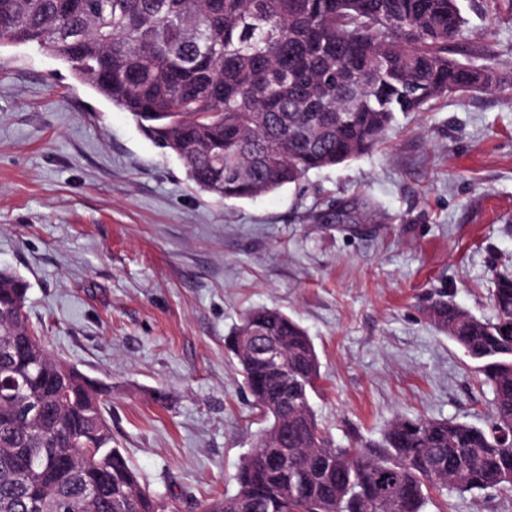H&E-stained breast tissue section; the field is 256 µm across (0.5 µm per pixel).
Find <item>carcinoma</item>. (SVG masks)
Here are the masks:
<instances>
[{
    "label": "carcinoma",
    "instance_id": "1",
    "mask_svg": "<svg viewBox=\"0 0 512 512\" xmlns=\"http://www.w3.org/2000/svg\"><path fill=\"white\" fill-rule=\"evenodd\" d=\"M0 0V45L35 43L174 153L200 191L252 200L311 170L369 153L396 113L499 90L512 79L452 56L457 0ZM368 203L336 217L357 222ZM27 288L0 271V512H174L112 445L103 386L49 356L29 325ZM493 320L444 299L431 325L457 343L494 393L485 426L397 418L378 441L332 446L310 403L320 363L307 331L277 308L246 312L229 348L268 426L236 474L237 491L202 512H427L430 488L512 491V274L493 278ZM258 330L286 366L250 359L235 338ZM288 434V465L267 468ZM71 456L66 471L56 468Z\"/></svg>",
    "mask_w": 512,
    "mask_h": 512
}]
</instances>
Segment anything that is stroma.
<instances>
[{"mask_svg": "<svg viewBox=\"0 0 512 512\" xmlns=\"http://www.w3.org/2000/svg\"><path fill=\"white\" fill-rule=\"evenodd\" d=\"M458 5V56L512 72V0ZM355 198L377 217L319 221ZM0 269L26 281L47 352L107 389L115 442L178 512L235 493L267 426L227 349L251 308L307 330L334 445L398 417L484 426L494 394L427 308L444 295L495 316L491 281L512 272V88L398 113L369 154L224 202L60 58L1 46ZM432 498L430 512H512L502 490Z\"/></svg>", "mask_w": 512, "mask_h": 512, "instance_id": "stroma-1", "label": "stroma"}]
</instances>
